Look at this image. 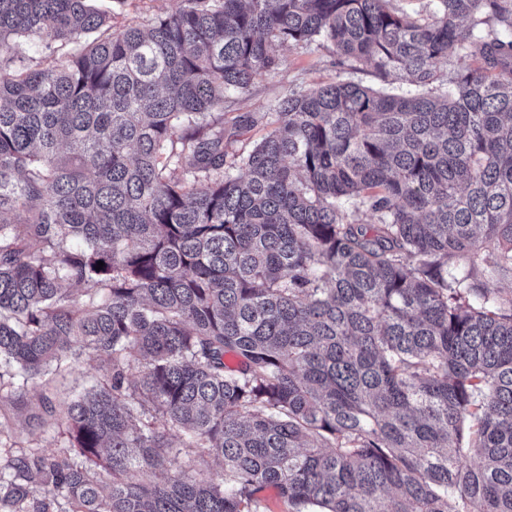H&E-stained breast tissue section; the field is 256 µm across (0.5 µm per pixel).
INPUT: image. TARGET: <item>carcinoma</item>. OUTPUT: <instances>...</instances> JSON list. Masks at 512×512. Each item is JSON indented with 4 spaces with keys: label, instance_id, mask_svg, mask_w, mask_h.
Segmentation results:
<instances>
[{
    "label": "carcinoma",
    "instance_id": "cac0c4a2",
    "mask_svg": "<svg viewBox=\"0 0 512 512\" xmlns=\"http://www.w3.org/2000/svg\"><path fill=\"white\" fill-rule=\"evenodd\" d=\"M275 43L380 86L291 90L230 158ZM505 279L512 0H0V361L109 367L0 512H512ZM179 0H128L123 6H114L112 23L116 28L141 26L157 14L176 7ZM172 444H173V453L171 456V466L170 473H174L181 470H189L191 466L194 468L195 464H197V457L194 453L193 448H183L182 440L175 433H172Z\"/></svg>",
    "mask_w": 512,
    "mask_h": 512
}]
</instances>
